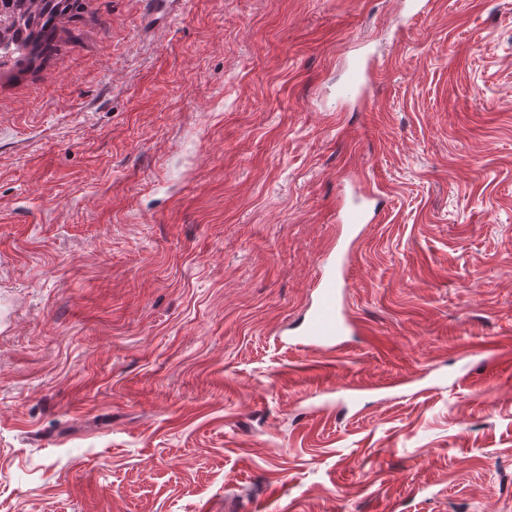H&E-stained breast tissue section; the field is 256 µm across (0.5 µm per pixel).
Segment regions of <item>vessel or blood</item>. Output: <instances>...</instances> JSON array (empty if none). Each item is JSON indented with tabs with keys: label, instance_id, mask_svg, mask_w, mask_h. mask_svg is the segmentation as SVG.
<instances>
[{
	"label": "vessel or blood",
	"instance_id": "vessel-or-blood-1",
	"mask_svg": "<svg viewBox=\"0 0 512 512\" xmlns=\"http://www.w3.org/2000/svg\"><path fill=\"white\" fill-rule=\"evenodd\" d=\"M373 191L358 188L353 203L342 210L339 221L346 224L351 239H358L370 223V205ZM352 259L351 247L337 249L326 259L316 289L315 301L297 338L300 347L315 351H338L344 339L361 332L362 327L351 315L346 304L345 273Z\"/></svg>",
	"mask_w": 512,
	"mask_h": 512
}]
</instances>
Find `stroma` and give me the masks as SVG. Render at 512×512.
<instances>
[{"label": "stroma", "mask_w": 512, "mask_h": 512, "mask_svg": "<svg viewBox=\"0 0 512 512\" xmlns=\"http://www.w3.org/2000/svg\"><path fill=\"white\" fill-rule=\"evenodd\" d=\"M406 9L80 0L0 74V512H512V0ZM358 180L365 332L294 347ZM351 87L365 92L373 76L372 64L368 59L357 58L350 66Z\"/></svg>", "instance_id": "obj_1"}]
</instances>
